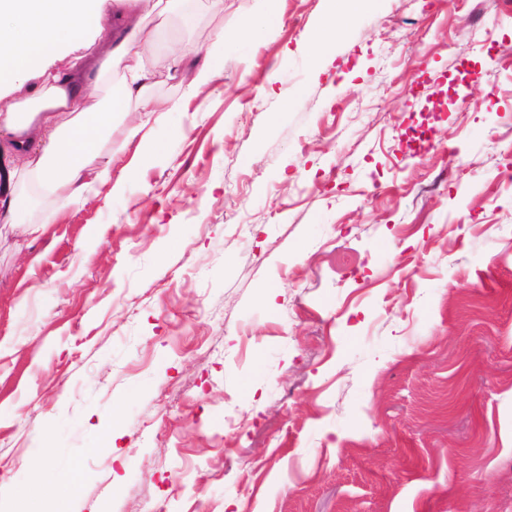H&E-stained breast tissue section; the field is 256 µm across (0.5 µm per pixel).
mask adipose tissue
Masks as SVG:
<instances>
[{
	"instance_id": "1",
	"label": "adipose tissue",
	"mask_w": 512,
	"mask_h": 512,
	"mask_svg": "<svg viewBox=\"0 0 512 512\" xmlns=\"http://www.w3.org/2000/svg\"><path fill=\"white\" fill-rule=\"evenodd\" d=\"M167 14L158 0H125L124 9L111 15L97 0H0V79L21 84L39 78L24 101L0 109V129L10 133L13 152L26 157L23 175L42 195L73 200L84 191L85 174L110 178L105 147L130 102L139 104L127 129L130 141L169 113L168 103L151 93L144 63L151 44L142 28L148 18L165 23ZM78 24L92 26L96 54L74 58L56 71L37 69V62L68 40ZM115 69L122 78L111 105L92 104L91 73Z\"/></svg>"
}]
</instances>
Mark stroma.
<instances>
[{
  "instance_id": "1",
  "label": "stroma",
  "mask_w": 512,
  "mask_h": 512,
  "mask_svg": "<svg viewBox=\"0 0 512 512\" xmlns=\"http://www.w3.org/2000/svg\"><path fill=\"white\" fill-rule=\"evenodd\" d=\"M277 10L172 0L177 109L115 131L119 185L45 198L0 150L48 224L0 214V512H512V12ZM39 459L78 495H15Z\"/></svg>"
}]
</instances>
